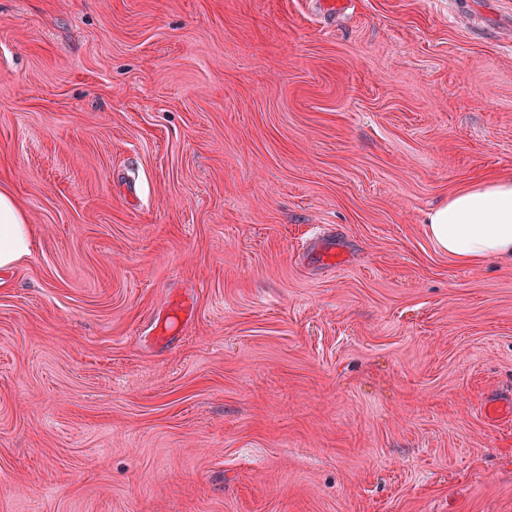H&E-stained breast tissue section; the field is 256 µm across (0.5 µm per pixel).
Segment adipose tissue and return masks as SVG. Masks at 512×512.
<instances>
[{
    "instance_id": "adipose-tissue-1",
    "label": "adipose tissue",
    "mask_w": 512,
    "mask_h": 512,
    "mask_svg": "<svg viewBox=\"0 0 512 512\" xmlns=\"http://www.w3.org/2000/svg\"><path fill=\"white\" fill-rule=\"evenodd\" d=\"M436 249L462 264L512 260V173L462 185L427 218ZM33 228L14 196L0 189V269L31 254Z\"/></svg>"
}]
</instances>
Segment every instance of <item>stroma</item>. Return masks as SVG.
Instances as JSON below:
<instances>
[{"label": "stroma", "instance_id": "obj_1", "mask_svg": "<svg viewBox=\"0 0 512 512\" xmlns=\"http://www.w3.org/2000/svg\"><path fill=\"white\" fill-rule=\"evenodd\" d=\"M0 0V512H512V0ZM427 233L441 253L461 264L512 262V173L462 185L427 218ZM32 224L6 189H0V269L12 268L31 254Z\"/></svg>", "mask_w": 512, "mask_h": 512}]
</instances>
